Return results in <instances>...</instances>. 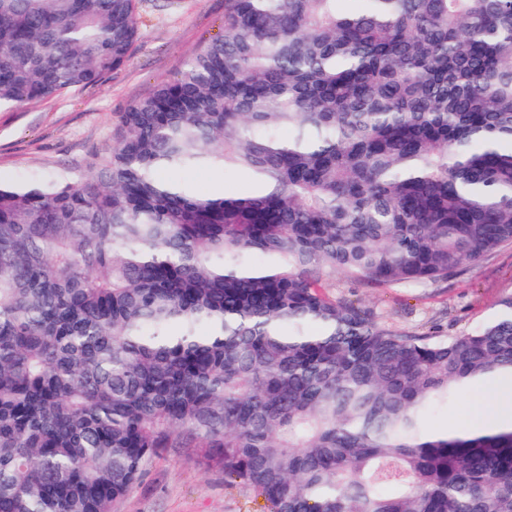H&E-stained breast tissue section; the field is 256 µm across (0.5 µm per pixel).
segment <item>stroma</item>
Here are the masks:
<instances>
[{"mask_svg": "<svg viewBox=\"0 0 512 512\" xmlns=\"http://www.w3.org/2000/svg\"><path fill=\"white\" fill-rule=\"evenodd\" d=\"M224 31V0H140L139 35L130 60L102 84L19 108L0 109V181L48 182L89 176L111 147L122 112L173 78L184 60ZM196 191L244 184L234 171L169 172ZM336 300L361 302L392 330L460 336L484 324L512 294V246H506L443 283L379 286L336 274ZM113 512H267L263 497L187 450L166 451Z\"/></svg>", "mask_w": 512, "mask_h": 512, "instance_id": "obj_1", "label": "stroma"}]
</instances>
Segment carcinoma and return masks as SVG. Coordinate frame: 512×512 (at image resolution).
Segmentation results:
<instances>
[{"mask_svg":"<svg viewBox=\"0 0 512 512\" xmlns=\"http://www.w3.org/2000/svg\"><path fill=\"white\" fill-rule=\"evenodd\" d=\"M139 0H0V108L105 81ZM235 169L215 197L160 171ZM512 245V0H224L91 177L0 182V512H112L193 450L269 512H512V429L428 412L512 375V296L407 335L336 274Z\"/></svg>","mask_w":512,"mask_h":512,"instance_id":"1","label":"carcinoma"}]
</instances>
